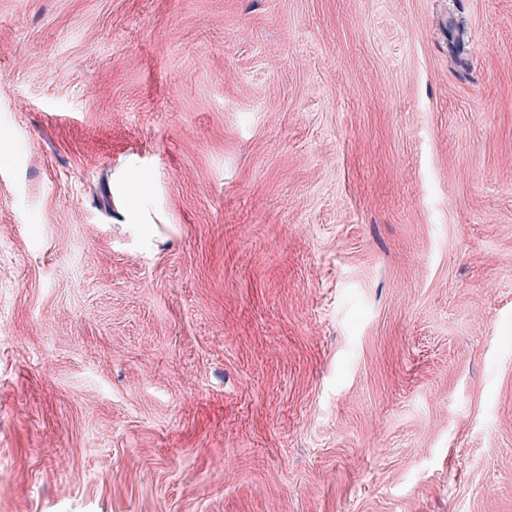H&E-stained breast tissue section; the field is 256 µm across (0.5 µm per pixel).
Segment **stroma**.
Masks as SVG:
<instances>
[{
	"instance_id": "stroma-1",
	"label": "stroma",
	"mask_w": 512,
	"mask_h": 512,
	"mask_svg": "<svg viewBox=\"0 0 512 512\" xmlns=\"http://www.w3.org/2000/svg\"><path fill=\"white\" fill-rule=\"evenodd\" d=\"M0 512H512V0H0Z\"/></svg>"
}]
</instances>
